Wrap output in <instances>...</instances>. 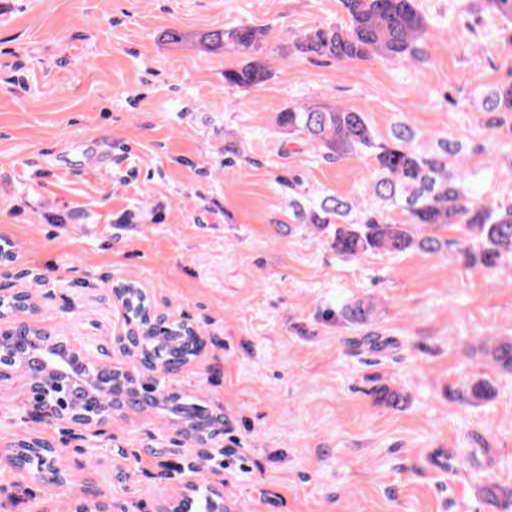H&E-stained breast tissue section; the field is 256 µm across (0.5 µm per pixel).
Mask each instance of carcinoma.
Segmentation results:
<instances>
[{
	"label": "carcinoma",
	"mask_w": 512,
	"mask_h": 512,
	"mask_svg": "<svg viewBox=\"0 0 512 512\" xmlns=\"http://www.w3.org/2000/svg\"><path fill=\"white\" fill-rule=\"evenodd\" d=\"M343 17L336 23L315 25L292 35L288 43L272 46L267 28L239 23L192 36L177 28L164 31L169 44L196 41L211 53L234 54L240 61L224 69V86L249 90L265 86L273 77L272 58L319 57L342 61L381 58L406 67L425 60L431 23L416 0H340ZM462 12L476 22L495 24L496 37L512 43V0H464ZM481 110L491 115L488 125L512 131V79L490 85L479 93ZM288 141L307 147L324 161L371 157L375 162L364 198L332 194L312 196L288 183V223L278 222L276 233L291 236L297 231L326 234L330 248L344 259L369 254L399 255L421 252L436 259L452 254L464 265L496 268L512 264V195L488 199L479 191L480 171L467 165L473 152L487 153L491 145L469 147L450 135H427L399 121L387 136H380L363 112L339 105L310 103L290 105L276 116ZM405 219L395 222L390 212ZM459 226L460 238L443 231ZM128 309L144 336L166 341L176 332H164L142 316V296L128 293ZM325 318L362 329L359 344L374 352L391 342L372 329L376 306L371 300L354 299L327 311ZM473 351L499 373L512 374V336H488ZM378 405L400 409L405 395L387 385L371 391ZM495 396L492 382L470 377L453 397L463 404L479 405ZM482 492L492 504L512 507V486L489 480ZM189 512H215L207 490L195 493Z\"/></svg>",
	"instance_id": "carcinoma-1"
}]
</instances>
